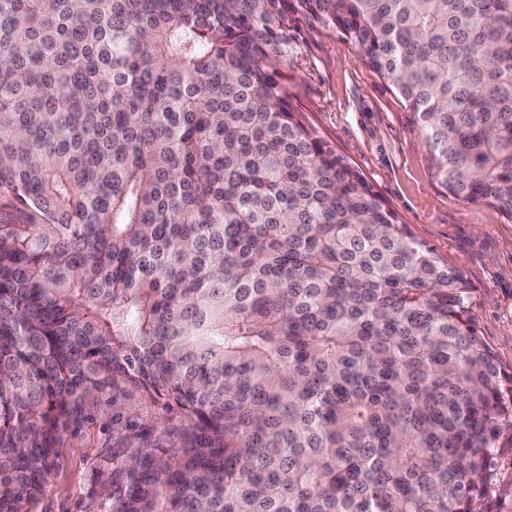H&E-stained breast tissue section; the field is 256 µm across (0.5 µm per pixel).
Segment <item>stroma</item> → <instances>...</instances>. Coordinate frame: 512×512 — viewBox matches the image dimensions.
Returning <instances> with one entry per match:
<instances>
[{"label": "stroma", "mask_w": 512, "mask_h": 512, "mask_svg": "<svg viewBox=\"0 0 512 512\" xmlns=\"http://www.w3.org/2000/svg\"><path fill=\"white\" fill-rule=\"evenodd\" d=\"M288 59L279 72L291 107L373 186L398 223L471 285L470 317L502 372L512 376V219L485 201L453 197L439 183L415 117L392 84L302 0H275ZM119 406L89 400L59 452L34 512H100L110 450L168 447L181 421L165 402L124 387ZM496 485L480 512H512V449L495 461Z\"/></svg>", "instance_id": "35a3bbf8"}]
</instances>
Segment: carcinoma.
<instances>
[{
    "instance_id": "carcinoma-1",
    "label": "carcinoma",
    "mask_w": 512,
    "mask_h": 512,
    "mask_svg": "<svg viewBox=\"0 0 512 512\" xmlns=\"http://www.w3.org/2000/svg\"><path fill=\"white\" fill-rule=\"evenodd\" d=\"M272 0H0V512L87 401H166L102 512H475L512 442L463 274L288 103ZM512 218V0H304Z\"/></svg>"
}]
</instances>
